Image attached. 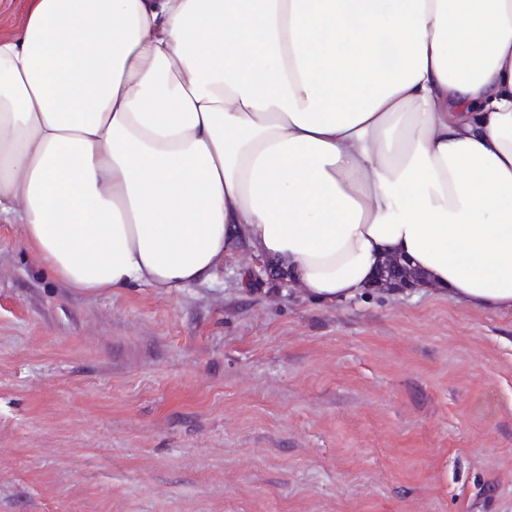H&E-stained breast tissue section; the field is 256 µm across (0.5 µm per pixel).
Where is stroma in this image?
<instances>
[{
    "mask_svg": "<svg viewBox=\"0 0 512 512\" xmlns=\"http://www.w3.org/2000/svg\"><path fill=\"white\" fill-rule=\"evenodd\" d=\"M254 266L84 295L0 223V512H512L511 313Z\"/></svg>",
    "mask_w": 512,
    "mask_h": 512,
    "instance_id": "stroma-1",
    "label": "stroma"
}]
</instances>
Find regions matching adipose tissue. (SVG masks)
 I'll return each instance as SVG.
<instances>
[{"label": "adipose tissue", "mask_w": 512, "mask_h": 512, "mask_svg": "<svg viewBox=\"0 0 512 512\" xmlns=\"http://www.w3.org/2000/svg\"><path fill=\"white\" fill-rule=\"evenodd\" d=\"M68 287L214 280L512 312V0H27L0 221Z\"/></svg>", "instance_id": "obj_1"}]
</instances>
